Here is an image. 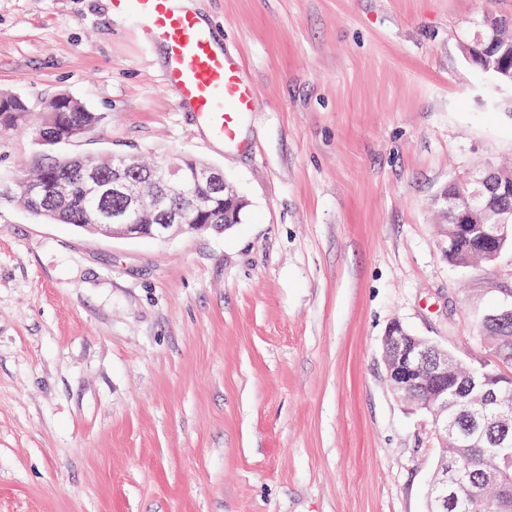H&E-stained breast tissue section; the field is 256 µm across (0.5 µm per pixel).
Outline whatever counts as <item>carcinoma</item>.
<instances>
[{"label":"carcinoma","instance_id":"1","mask_svg":"<svg viewBox=\"0 0 512 512\" xmlns=\"http://www.w3.org/2000/svg\"><path fill=\"white\" fill-rule=\"evenodd\" d=\"M468 60L482 72L494 71L501 61L512 58V33L502 32L488 24H482V32L471 43ZM31 112L28 101L9 92L0 91V127L21 130L26 126ZM42 112L44 119L38 129L40 138L55 145L70 142L90 132L101 120V116L88 109L81 101L69 95H59L46 102ZM128 175L134 179H149L153 167L129 158ZM94 165L105 180L112 179L113 159L92 156L58 158L45 157L31 172H20L7 185H0V197L7 196L21 202L33 215L57 224H70L89 229L91 224H100L101 212L120 205L115 198H95L86 194L82 178L83 170ZM64 179L71 185L69 199L60 204L53 195L57 181ZM194 196L206 199L203 209L205 224H238L244 209L224 207V196H209L205 186L192 188ZM485 210L498 223L512 224V193L506 200L483 198ZM448 241V262L468 267L476 263H494L486 259L485 243L475 235L459 236L456 225H441ZM487 331L486 339L495 352L505 351L512 356V313L507 315L497 309L483 318ZM485 375L488 387L498 395L497 403L481 407L475 399L464 406L457 402L455 390L469 376ZM498 372L490 365L482 368L461 363L448 375V424L454 432L469 437L470 447L461 448L454 438H448L445 448V463L461 470L462 489L458 508L453 512H504L502 498L496 487L484 482L483 472L496 466L504 467V459L493 444L499 408L512 409V384L508 386L495 381Z\"/></svg>","mask_w":512,"mask_h":512}]
</instances>
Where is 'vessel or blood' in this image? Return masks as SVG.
Returning <instances> with one entry per match:
<instances>
[{
	"label": "vessel or blood",
	"mask_w": 512,
	"mask_h": 512,
	"mask_svg": "<svg viewBox=\"0 0 512 512\" xmlns=\"http://www.w3.org/2000/svg\"><path fill=\"white\" fill-rule=\"evenodd\" d=\"M114 14L133 16L142 40L166 49L162 86L174 91L179 106L224 143L238 141L240 120L256 111L254 87L240 63L216 46L211 30L180 0H110Z\"/></svg>",
	"instance_id": "b4317fda"
}]
</instances>
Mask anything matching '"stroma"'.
I'll return each mask as SVG.
<instances>
[{"mask_svg": "<svg viewBox=\"0 0 512 512\" xmlns=\"http://www.w3.org/2000/svg\"><path fill=\"white\" fill-rule=\"evenodd\" d=\"M259 105L229 147L159 82L107 0H0V182L67 94L101 113L54 156L218 167L222 232L112 238L0 201V512H428L430 419L392 389V322L474 365L512 294L445 256L449 182L512 163V91L464 58L512 0H191ZM31 107L25 98L0 91V127L21 130L26 126Z\"/></svg>", "mask_w": 512, "mask_h": 512, "instance_id": "35a3bbf8", "label": "stroma"}]
</instances>
